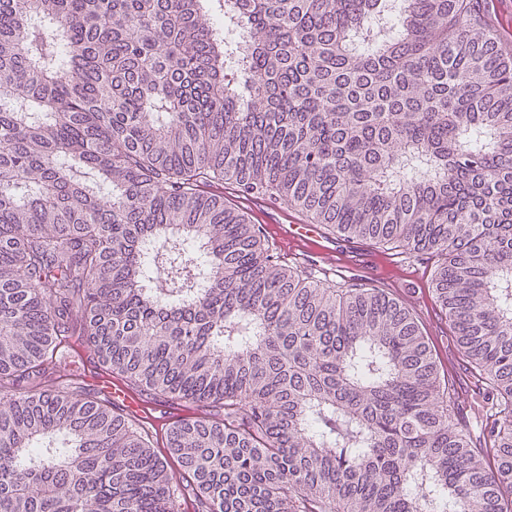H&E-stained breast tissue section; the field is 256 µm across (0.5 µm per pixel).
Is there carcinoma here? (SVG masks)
Returning <instances> with one entry per match:
<instances>
[{"mask_svg": "<svg viewBox=\"0 0 512 512\" xmlns=\"http://www.w3.org/2000/svg\"><path fill=\"white\" fill-rule=\"evenodd\" d=\"M475 2L0 0V512H508L512 52ZM226 183L437 258L494 459L411 312L282 264ZM78 332L200 410L169 456L49 382Z\"/></svg>", "mask_w": 512, "mask_h": 512, "instance_id": "obj_1", "label": "carcinoma"}]
</instances>
